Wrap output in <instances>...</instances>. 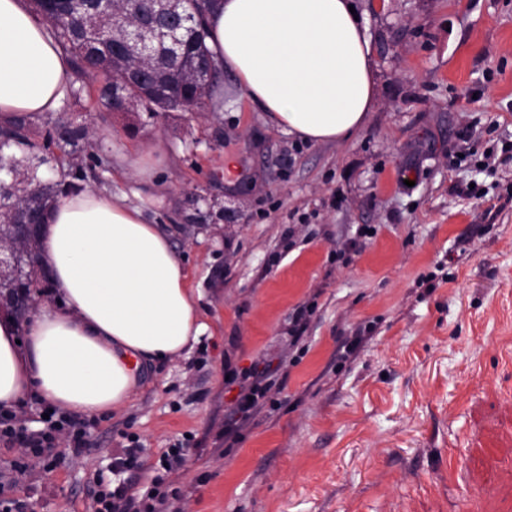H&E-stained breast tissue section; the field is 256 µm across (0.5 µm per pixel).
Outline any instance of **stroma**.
<instances>
[{
  "mask_svg": "<svg viewBox=\"0 0 512 512\" xmlns=\"http://www.w3.org/2000/svg\"><path fill=\"white\" fill-rule=\"evenodd\" d=\"M354 4L375 103L347 140L275 127L228 73L215 110L65 112L106 161L88 187L166 228L208 329L90 416L87 454L0 453L27 512H92L133 438L140 488L190 448L167 512H512V0ZM252 367L242 418L226 372Z\"/></svg>",
  "mask_w": 512,
  "mask_h": 512,
  "instance_id": "35a3bbf8",
  "label": "stroma"
}]
</instances>
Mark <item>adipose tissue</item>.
<instances>
[{
  "instance_id": "1",
  "label": "adipose tissue",
  "mask_w": 512,
  "mask_h": 512,
  "mask_svg": "<svg viewBox=\"0 0 512 512\" xmlns=\"http://www.w3.org/2000/svg\"><path fill=\"white\" fill-rule=\"evenodd\" d=\"M352 0H218L208 45L250 101L303 140L344 141L374 104L370 41ZM69 59L25 0H0V122L57 111ZM55 305L19 327L0 315V406L36 392L93 415L125 408L146 362L172 359L205 330L169 233L112 193L60 198L41 239Z\"/></svg>"
}]
</instances>
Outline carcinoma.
Masks as SVG:
<instances>
[{"mask_svg": "<svg viewBox=\"0 0 512 512\" xmlns=\"http://www.w3.org/2000/svg\"><path fill=\"white\" fill-rule=\"evenodd\" d=\"M32 3L46 22L49 37L70 57L68 95L74 100L92 91L98 106L107 112L116 104L125 103L130 109L146 112L151 117L160 112H191L208 104H219L223 66L210 58L207 29L202 23L212 0H184L183 10L193 22L183 33L177 58L169 60L154 52L130 60L131 66L145 71L141 84L123 80L109 62L112 44L125 34V30L113 28V20L124 18L126 27L132 26L125 0H106L87 8L71 7L58 15L49 14L40 0ZM15 147L34 153L38 163L24 178L31 187L28 194L19 197L10 191H0V240L14 249L11 270L0 274V301L7 306L21 305L23 290L35 301L52 292L49 279L37 280L29 275L41 260L39 235L32 234L18 242L13 239V223L46 221L57 197L82 188L86 180L85 159H91L95 165L102 164L94 154L87 153L88 126L83 123H59L55 134L49 133L38 141L31 117L18 116L0 126V169L14 162L11 151ZM66 159L72 180L47 184L39 176L40 166L52 162L59 165Z\"/></svg>", "mask_w": 512, "mask_h": 512, "instance_id": "1", "label": "carcinoma"}]
</instances>
